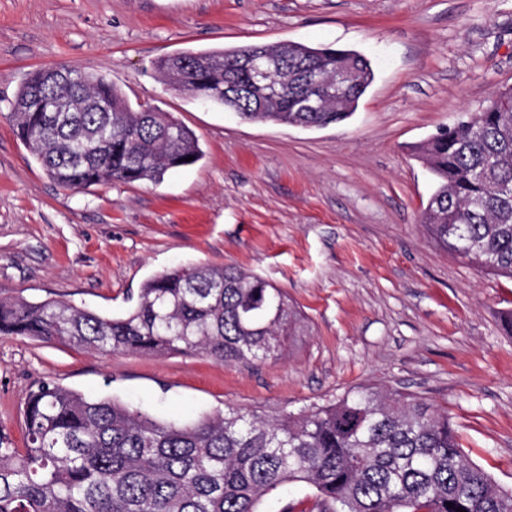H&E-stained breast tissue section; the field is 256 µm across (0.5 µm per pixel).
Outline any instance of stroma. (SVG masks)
Segmentation results:
<instances>
[{
	"label": "stroma",
	"mask_w": 512,
	"mask_h": 512,
	"mask_svg": "<svg viewBox=\"0 0 512 512\" xmlns=\"http://www.w3.org/2000/svg\"><path fill=\"white\" fill-rule=\"evenodd\" d=\"M354 49L375 78L344 124L253 122L166 86L156 60L282 42ZM106 76L174 113L202 159L158 184L51 180L15 136L26 73ZM512 86V0H0V289L124 315L178 264H234L283 289L308 325L281 359L91 353L0 339V434L25 437L44 383L157 419L235 408L267 419L363 385L447 409L471 460L512 488V282L428 237L432 177L413 152Z\"/></svg>",
	"instance_id": "obj_1"
}]
</instances>
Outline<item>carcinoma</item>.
Wrapping results in <instances>:
<instances>
[{
  "instance_id": "obj_1",
  "label": "carcinoma",
  "mask_w": 512,
  "mask_h": 512,
  "mask_svg": "<svg viewBox=\"0 0 512 512\" xmlns=\"http://www.w3.org/2000/svg\"><path fill=\"white\" fill-rule=\"evenodd\" d=\"M264 48L184 52L155 69L172 88L244 119L302 129L348 120L374 80L355 50L285 43L265 48L279 59V90L259 100L240 63ZM307 64L350 80L316 111H285L296 70ZM11 119L46 174L69 189L159 182L203 156L173 113L135 109L104 77L70 68L30 73ZM414 153L435 182L421 218L430 239L512 280V87ZM305 331L285 291L233 264L155 275L116 318L0 289L1 339L91 352L200 354L231 364L278 359ZM24 422L25 447L0 436V512H263V501L289 483L310 487L318 512H512V490L468 458L448 411L411 393L359 387L274 420L229 409L181 424L42 384L25 399Z\"/></svg>"
}]
</instances>
